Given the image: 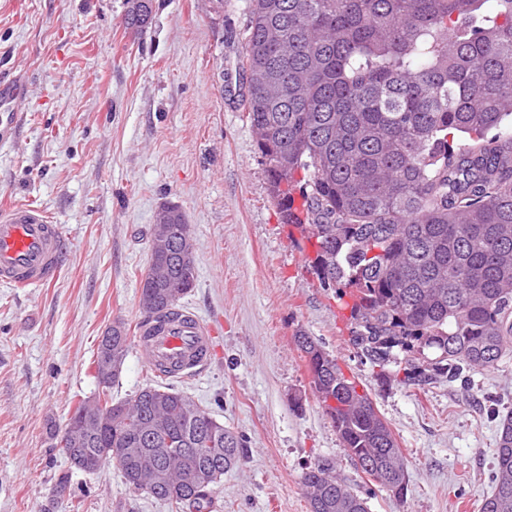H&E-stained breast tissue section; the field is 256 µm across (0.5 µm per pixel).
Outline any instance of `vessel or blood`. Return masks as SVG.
<instances>
[{"label": "vessel or blood", "instance_id": "obj_1", "mask_svg": "<svg viewBox=\"0 0 512 512\" xmlns=\"http://www.w3.org/2000/svg\"><path fill=\"white\" fill-rule=\"evenodd\" d=\"M26 94L23 77L0 78V144L9 143L19 124L18 102ZM58 225L29 205L0 208V282L14 287L53 280L62 263ZM219 334L215 326L179 307L163 320L141 323L137 349L149 367L164 365L173 376L194 377L210 364Z\"/></svg>", "mask_w": 512, "mask_h": 512}]
</instances>
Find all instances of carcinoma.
Instances as JSON below:
<instances>
[{
  "label": "carcinoma",
  "mask_w": 512,
  "mask_h": 512,
  "mask_svg": "<svg viewBox=\"0 0 512 512\" xmlns=\"http://www.w3.org/2000/svg\"><path fill=\"white\" fill-rule=\"evenodd\" d=\"M152 9L125 13L141 31ZM244 110L279 197L282 221L316 239L311 269L355 297L350 341L407 382L470 381L512 338V0H252L245 30ZM461 133L458 148L448 137ZM302 169L304 183L294 180ZM288 191H280V185ZM305 220L292 212L294 191ZM187 227L175 211L150 234L141 306L154 319L194 287ZM355 469L394 497L407 491L401 449L372 399L311 337L295 336ZM130 349L112 329L92 365L99 404L78 402L62 442L78 470L115 464L125 483L171 512H207L243 438L169 383L129 400L112 385ZM197 477L190 487L186 474ZM482 512H512V413L500 423ZM310 512H368L330 460L304 472Z\"/></svg>",
  "instance_id": "1"
}]
</instances>
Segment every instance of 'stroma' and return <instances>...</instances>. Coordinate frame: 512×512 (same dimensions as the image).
<instances>
[{"instance_id":"1","label":"stroma","mask_w":512,"mask_h":512,"mask_svg":"<svg viewBox=\"0 0 512 512\" xmlns=\"http://www.w3.org/2000/svg\"><path fill=\"white\" fill-rule=\"evenodd\" d=\"M250 4L153 0L136 34L123 24L126 0H0V78L23 75L29 89L19 133L0 147V201L40 208L65 241L54 281L0 285V512H170L116 466L75 470L49 434L96 392L90 361L109 326L143 320L150 229L166 203L195 241L182 304L223 329L206 372L174 384L245 440L215 512H310L302 475L324 458L366 494L369 512H481L491 493L512 350L466 388L444 378L420 388L400 364L361 360L353 300L320 285L315 244H294L282 224L243 109ZM299 333L336 358L392 429L404 501L350 463Z\"/></svg>"}]
</instances>
